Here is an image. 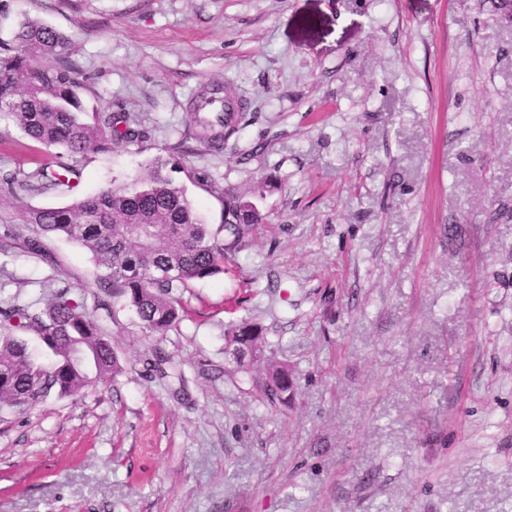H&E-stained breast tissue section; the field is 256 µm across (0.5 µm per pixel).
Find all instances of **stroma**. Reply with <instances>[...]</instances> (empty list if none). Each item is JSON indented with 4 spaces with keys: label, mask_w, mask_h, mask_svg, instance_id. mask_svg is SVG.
<instances>
[{
    "label": "stroma",
    "mask_w": 512,
    "mask_h": 512,
    "mask_svg": "<svg viewBox=\"0 0 512 512\" xmlns=\"http://www.w3.org/2000/svg\"><path fill=\"white\" fill-rule=\"evenodd\" d=\"M70 38L89 112L147 137L72 190L0 192V225L168 160L200 218L224 188L266 220L188 317L151 335L78 246L0 250V301L85 297L123 367L0 418V512H512V18L492 0H0ZM240 129L192 143L200 90ZM48 147L0 113V176ZM248 322L262 354L238 366ZM171 364L152 370L153 350ZM288 365V403L262 392ZM227 336L230 337V342L235 345H243L249 347L252 353L258 350L261 336L258 328L249 323H242L228 331ZM230 342L225 338L224 353L232 356L233 360L238 364L239 362L245 364L246 360L250 359L246 350H241L238 346L230 345Z\"/></svg>",
    "instance_id": "1"
}]
</instances>
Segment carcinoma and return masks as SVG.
<instances>
[{"label":"carcinoma","instance_id":"1","mask_svg":"<svg viewBox=\"0 0 512 512\" xmlns=\"http://www.w3.org/2000/svg\"><path fill=\"white\" fill-rule=\"evenodd\" d=\"M69 38L51 26L28 21L13 42L0 45V112H7L31 140L60 147L38 168L7 176L35 190L72 187L77 159L90 151L139 143L145 132L127 114L88 113L77 93V67L65 56ZM197 140L221 151L237 131L224 112H195ZM150 180L140 186L113 185L97 195L54 208L29 207V235L6 225L3 237L22 239L27 252L54 261L48 242L64 239L86 249L100 270L98 283L110 297L133 309L150 333L164 336L187 313L184 295L194 281L224 274L227 254L245 246L263 223L257 205L224 190V224L203 223L185 188L166 172L167 162H152ZM230 342L256 352L258 328L242 323L228 332ZM95 378L122 372L110 336L88 310L84 298L64 286L49 299L0 306V414H23L49 397H75ZM293 379L285 364L266 371L264 392L286 401Z\"/></svg>","mask_w":512,"mask_h":512}]
</instances>
